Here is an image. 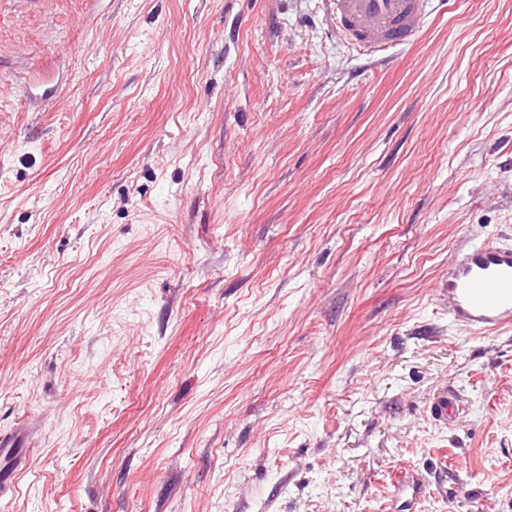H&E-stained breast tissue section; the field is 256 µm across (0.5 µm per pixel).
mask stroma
Listing matches in <instances>:
<instances>
[{"label": "stroma", "mask_w": 512, "mask_h": 512, "mask_svg": "<svg viewBox=\"0 0 512 512\" xmlns=\"http://www.w3.org/2000/svg\"><path fill=\"white\" fill-rule=\"evenodd\" d=\"M471 240L512 244V0L383 58L324 0H0V512H512ZM27 426H17L7 433L0 434V493L12 491L21 472L30 465L29 448L26 442L31 436Z\"/></svg>", "instance_id": "35a3bbf8"}]
</instances>
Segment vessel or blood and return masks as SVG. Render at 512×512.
<instances>
[{"mask_svg":"<svg viewBox=\"0 0 512 512\" xmlns=\"http://www.w3.org/2000/svg\"><path fill=\"white\" fill-rule=\"evenodd\" d=\"M431 0H327L337 35L370 53L414 44ZM448 314L465 329L493 331L512 326V246L470 241L448 266ZM31 430L0 434V493L15 488L30 465Z\"/></svg>","mask_w":512,"mask_h":512,"instance_id":"vessel-or-blood-1","label":"vessel or blood"}]
</instances>
